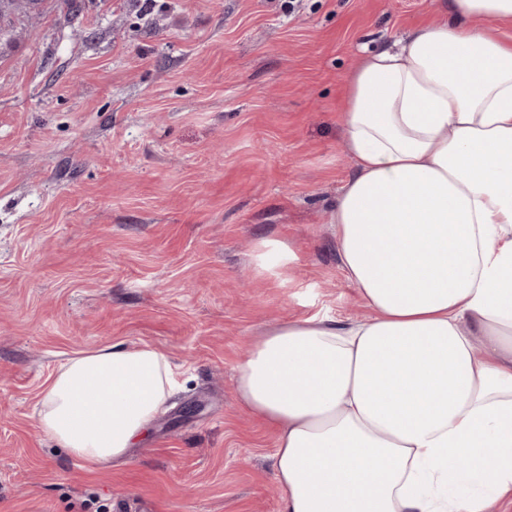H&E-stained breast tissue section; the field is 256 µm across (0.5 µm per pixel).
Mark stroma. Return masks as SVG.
<instances>
[{
  "label": "stroma",
  "mask_w": 512,
  "mask_h": 512,
  "mask_svg": "<svg viewBox=\"0 0 512 512\" xmlns=\"http://www.w3.org/2000/svg\"><path fill=\"white\" fill-rule=\"evenodd\" d=\"M448 0H39L0 30V512H279L251 340L367 314L331 222L365 51ZM289 244L282 275L253 245ZM147 343L180 388L119 464L43 435L64 359ZM196 406L193 415L184 409Z\"/></svg>",
  "instance_id": "35a3bbf8"
}]
</instances>
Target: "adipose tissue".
Wrapping results in <instances>:
<instances>
[{
    "label": "adipose tissue",
    "mask_w": 512,
    "mask_h": 512,
    "mask_svg": "<svg viewBox=\"0 0 512 512\" xmlns=\"http://www.w3.org/2000/svg\"><path fill=\"white\" fill-rule=\"evenodd\" d=\"M367 53L341 121L356 172L336 247L369 314L254 343L244 407L276 430L279 512H492L512 503V0ZM175 389L149 344L58 368L38 427L81 468L123 460Z\"/></svg>",
    "instance_id": "ef3b65f1"
}]
</instances>
